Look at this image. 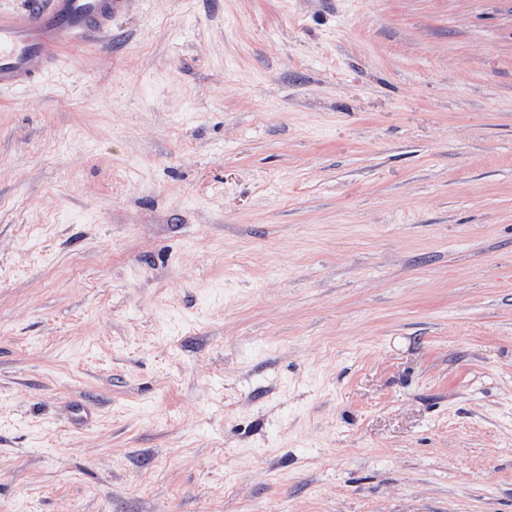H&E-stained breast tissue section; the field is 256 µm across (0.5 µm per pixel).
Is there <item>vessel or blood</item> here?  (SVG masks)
<instances>
[{
    "mask_svg": "<svg viewBox=\"0 0 512 512\" xmlns=\"http://www.w3.org/2000/svg\"><path fill=\"white\" fill-rule=\"evenodd\" d=\"M132 0H27L0 8V91L30 90L65 54L103 44Z\"/></svg>",
    "mask_w": 512,
    "mask_h": 512,
    "instance_id": "obj_1",
    "label": "vessel or blood"
}]
</instances>
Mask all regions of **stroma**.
Masks as SVG:
<instances>
[{"label":"stroma","instance_id":"1","mask_svg":"<svg viewBox=\"0 0 512 512\" xmlns=\"http://www.w3.org/2000/svg\"><path fill=\"white\" fill-rule=\"evenodd\" d=\"M0 512H512V0H134L0 95Z\"/></svg>","mask_w":512,"mask_h":512}]
</instances>
